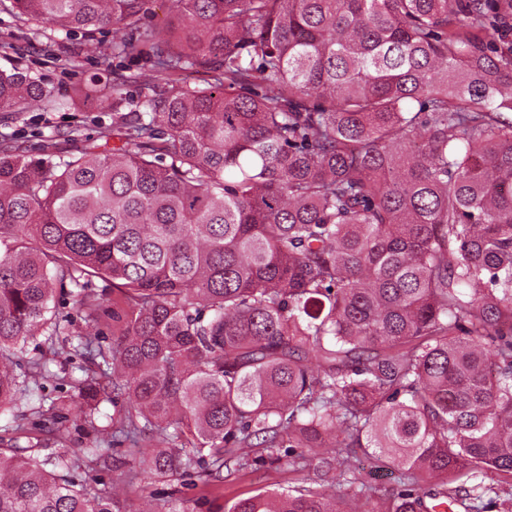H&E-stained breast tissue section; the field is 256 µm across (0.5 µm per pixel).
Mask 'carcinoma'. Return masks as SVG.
Segmentation results:
<instances>
[{
	"instance_id": "cac0c4a2",
	"label": "carcinoma",
	"mask_w": 512,
	"mask_h": 512,
	"mask_svg": "<svg viewBox=\"0 0 512 512\" xmlns=\"http://www.w3.org/2000/svg\"><path fill=\"white\" fill-rule=\"evenodd\" d=\"M151 3L0 0L116 60L61 101L0 67V112L112 111L59 161L0 135V412L37 396L11 355L64 332L68 289L87 462L142 442L128 480L219 485L332 448L333 494L225 512H512V0H169L162 24ZM67 412L39 399L37 428ZM360 454L400 486L360 483ZM80 469L1 442L0 512H122Z\"/></svg>"
}]
</instances>
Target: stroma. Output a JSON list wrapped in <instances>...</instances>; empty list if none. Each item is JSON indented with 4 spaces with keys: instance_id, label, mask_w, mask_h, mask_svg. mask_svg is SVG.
I'll return each instance as SVG.
<instances>
[{
    "instance_id": "stroma-1",
    "label": "stroma",
    "mask_w": 512,
    "mask_h": 512,
    "mask_svg": "<svg viewBox=\"0 0 512 512\" xmlns=\"http://www.w3.org/2000/svg\"><path fill=\"white\" fill-rule=\"evenodd\" d=\"M56 46L53 53H46L44 42L30 39L18 29L13 19L0 12V66L17 65L25 68L38 78L43 85L55 94L64 93L71 83L89 81L96 76H106L112 65L111 56L96 53L82 57L80 67H71L69 54L65 49L67 39L63 33H56ZM111 112L100 108L96 103L71 110L26 111L21 110L8 117H0V131L16 133L27 147L29 154L42 156L51 154L63 157L76 152L81 141L66 138V131L80 129L93 132L98 124L110 123ZM59 310L72 322L69 334L56 337L45 335L28 340L18 350L14 372L19 381L33 385V363H46L53 377L46 381L42 395L46 400L68 399L72 393L73 380L83 376L86 361L75 355L72 334L85 331L86 324L71 299L60 302ZM0 439L16 440L23 446L34 448L36 455L46 456L54 452L56 446L50 433L32 429L30 422L16 424L10 413L0 414ZM313 480V471L296 473L287 466H252L226 476L220 489L206 486L199 477L170 478L169 481L147 485L131 483L123 503L124 512H165L158 495L162 492H177L187 499L195 512H218L225 502L245 498L262 490L285 488L297 478Z\"/></svg>"
}]
</instances>
